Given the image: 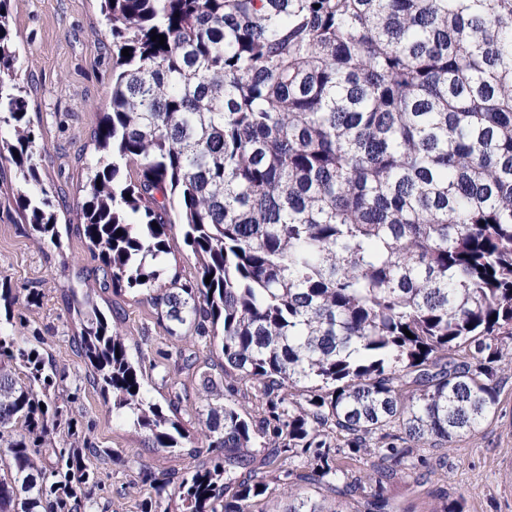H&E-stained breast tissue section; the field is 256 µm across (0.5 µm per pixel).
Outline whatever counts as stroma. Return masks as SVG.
<instances>
[{
  "instance_id": "1",
  "label": "stroma",
  "mask_w": 512,
  "mask_h": 512,
  "mask_svg": "<svg viewBox=\"0 0 512 512\" xmlns=\"http://www.w3.org/2000/svg\"><path fill=\"white\" fill-rule=\"evenodd\" d=\"M8 25L24 60L21 79L29 92V116L37 140L47 152L40 159L43 179L56 191L60 245L37 242L19 224L13 199L17 184L11 166L0 167V282L20 295L36 291L39 305L16 311L15 336L38 347L63 386L77 390L72 404L79 428L111 457L88 464L101 485L91 512H140L154 497L152 480L184 473L205 462L184 448H155L144 434L112 417V397L89 384L86 365L73 342L75 325L65 310L61 290L83 278L92 282L94 303L107 317L118 318L124 335L141 343L154 401L168 394L157 363L164 353L182 348L195 354L198 372L219 373L220 355L194 340L167 335L154 307L142 296L97 287L98 253L77 226L87 182L86 164L94 153L91 135L112 86V49L97 0H11ZM499 409L457 451L415 446L405 465L385 483L384 495L396 512H434L460 502L463 512H512V374L500 384ZM303 466L302 458L267 457L255 449L239 478L261 479L264 495L252 512H282L287 491L281 471Z\"/></svg>"
}]
</instances>
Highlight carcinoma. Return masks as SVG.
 <instances>
[{
  "label": "carcinoma",
  "mask_w": 512,
  "mask_h": 512,
  "mask_svg": "<svg viewBox=\"0 0 512 512\" xmlns=\"http://www.w3.org/2000/svg\"><path fill=\"white\" fill-rule=\"evenodd\" d=\"M10 2L0 161L22 222L59 247ZM99 2L112 93L80 230L103 288L146 296L169 336L222 355V374L199 376L213 457L154 479L168 503L153 512H251L266 484L235 473L257 446L308 459L284 478L335 489L339 454L376 445L400 465L399 441L455 448L478 433L512 366V0ZM177 227L190 280L169 273ZM90 295L71 290L88 379L113 417L185 447L176 382L165 408L147 396L144 354ZM21 300L38 296L0 287L6 323ZM164 360L168 378L193 368L180 348ZM236 383L256 411L224 397ZM70 403L39 351L0 327V512L92 503L88 459L112 452L81 435ZM373 471L354 493L389 512L393 469ZM339 497L290 490L284 512H347Z\"/></svg>",
  "instance_id": "cac0c4a2"
}]
</instances>
